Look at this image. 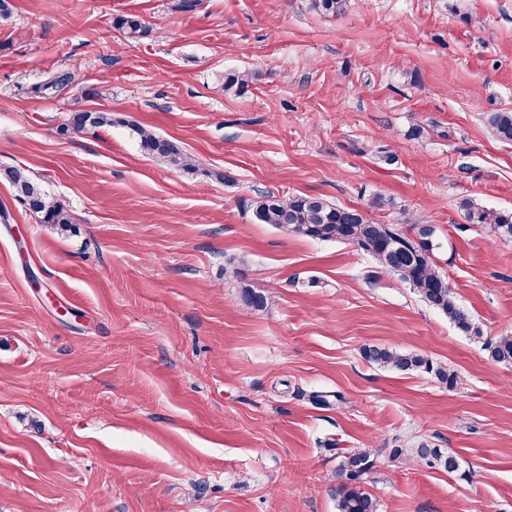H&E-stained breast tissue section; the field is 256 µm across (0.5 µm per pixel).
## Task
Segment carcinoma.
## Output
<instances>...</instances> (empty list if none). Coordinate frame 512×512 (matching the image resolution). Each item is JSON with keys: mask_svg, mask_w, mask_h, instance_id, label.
Returning a JSON list of instances; mask_svg holds the SVG:
<instances>
[{"mask_svg": "<svg viewBox=\"0 0 512 512\" xmlns=\"http://www.w3.org/2000/svg\"><path fill=\"white\" fill-rule=\"evenodd\" d=\"M348 0H313V6L324 14H337L345 10ZM113 28L127 39L134 40L145 33L143 22L134 15H120L113 19ZM487 123L502 141H512V112H493ZM112 124V115L100 110H81L71 114L61 128L64 134L93 133ZM132 133L147 153L159 156L179 169L196 171L195 159L182 151L174 142L157 136L152 130L134 125ZM0 179L8 182L17 200L35 215L39 222L66 232L73 221L69 211L22 168L0 170ZM254 219L260 224H272L285 231L319 241H337L357 247L372 258L381 272L397 277L409 285L420 301L440 311L466 336L481 337V329L469 312L455 299L445 276L440 271L435 250L439 244L433 240L434 229L420 224L408 213H402L397 224H383L367 219L356 209L340 207L309 196H276L260 192L249 202ZM468 220L481 224L502 239H512V212L463 204ZM242 299L248 309L262 311L268 305L267 295L242 284ZM491 360L512 363V333L497 336L484 343ZM364 357L377 367L406 373L422 370L450 386L457 375L445 365L435 366L423 356L400 351L393 347L371 346L363 350ZM415 457L427 461L432 467L449 472L457 468L454 455L419 445ZM373 468L368 450L341 453L337 468L341 483L336 488L337 512H377L376 500L363 489L364 479Z\"/></svg>", "mask_w": 512, "mask_h": 512, "instance_id": "1", "label": "carcinoma"}]
</instances>
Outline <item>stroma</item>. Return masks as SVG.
Wrapping results in <instances>:
<instances>
[{
	"label": "stroma",
	"mask_w": 512,
	"mask_h": 512,
	"mask_svg": "<svg viewBox=\"0 0 512 512\" xmlns=\"http://www.w3.org/2000/svg\"><path fill=\"white\" fill-rule=\"evenodd\" d=\"M11 3L0 169L75 228L0 181V512H336L340 455L364 448L379 512H512V365L483 346L512 332V240L462 206L512 211V144L486 122L512 111V0ZM233 71L249 79L228 91ZM80 109L111 126L61 135ZM133 123L199 171L146 154ZM264 190L434 225L483 339L355 246L255 223ZM244 282L267 310L244 309ZM371 345L457 382L378 368ZM422 442L458 469L392 461ZM113 28L127 39L134 40L145 33L143 22L134 15H120L113 19ZM0 179L8 182L17 200L35 215L42 224H49L60 232H67L73 221L69 211L22 168L0 170ZM364 357L377 367L395 372L406 373L409 371L423 370L431 373L441 383H446L450 387L456 383L457 375L446 365H437L423 356L413 353L400 351L393 347L371 346L364 348Z\"/></svg>",
	"instance_id": "stroma-1"
}]
</instances>
